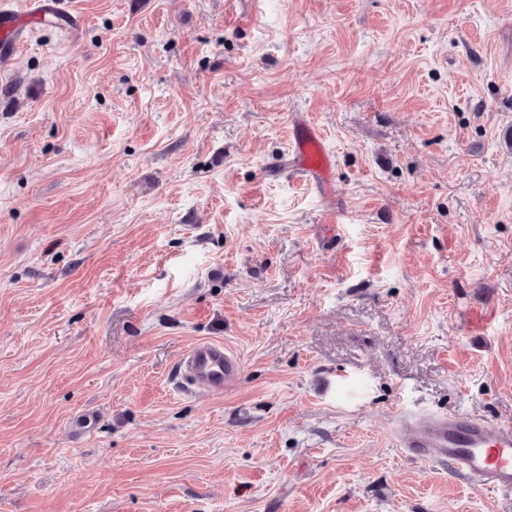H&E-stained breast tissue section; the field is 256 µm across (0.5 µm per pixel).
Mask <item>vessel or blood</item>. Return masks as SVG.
Here are the masks:
<instances>
[{"mask_svg": "<svg viewBox=\"0 0 512 512\" xmlns=\"http://www.w3.org/2000/svg\"><path fill=\"white\" fill-rule=\"evenodd\" d=\"M60 0H28L18 9L14 0H0V62L13 60L31 25L63 15ZM325 136L310 120L292 122L288 153L304 181L325 189L335 179V158ZM242 372L236 354L223 344L202 341L179 360L177 389L185 394L219 395L235 388ZM392 434L406 457L447 465L455 476L490 491L512 492V422L490 421L466 413H404Z\"/></svg>", "mask_w": 512, "mask_h": 512, "instance_id": "1", "label": "vessel or blood"}]
</instances>
